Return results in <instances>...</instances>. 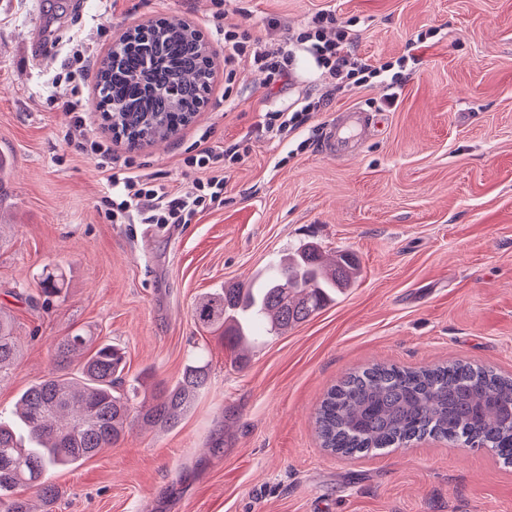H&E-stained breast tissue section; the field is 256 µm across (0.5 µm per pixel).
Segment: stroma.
<instances>
[{"label": "stroma", "mask_w": 512, "mask_h": 512, "mask_svg": "<svg viewBox=\"0 0 512 512\" xmlns=\"http://www.w3.org/2000/svg\"><path fill=\"white\" fill-rule=\"evenodd\" d=\"M225 21L284 39L319 10L361 32L363 57L421 63L394 111L361 151L339 157L300 134L259 135L272 106L324 93L305 58L288 88L213 60L206 106L171 139L128 149L96 112L87 85L85 134L100 153L75 152L51 99L65 77L63 46L91 35L104 58L131 27L161 17L209 34L212 0H0V306L21 355L0 379V417L47 375L54 340L81 329L123 349V383L173 384L203 352L210 383L190 412L160 432L141 424L114 447L53 474L50 512H512V467L483 448L426 438L362 458L325 451L315 415L349 373L374 365L462 360L512 375V0H240ZM51 49L22 67L33 32ZM376 84L337 94L315 121L372 111ZM240 143L222 207L193 224H115L105 216L113 162L188 191L202 134ZM352 252L361 277L310 321L232 354L192 317L196 301L247 285L297 245ZM61 273L64 295L41 281Z\"/></svg>", "instance_id": "35a3bbf8"}]
</instances>
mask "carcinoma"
I'll return each instance as SVG.
<instances>
[{
    "label": "carcinoma",
    "instance_id": "1",
    "mask_svg": "<svg viewBox=\"0 0 512 512\" xmlns=\"http://www.w3.org/2000/svg\"><path fill=\"white\" fill-rule=\"evenodd\" d=\"M146 45L125 42L96 72L97 106L129 149L177 134L205 104L203 77L210 56L198 33L163 21ZM175 88L177 96L169 95ZM361 268L351 254L324 258L319 247H297L246 288H226L201 298L193 320L223 330L237 349L267 324L272 335L310 320L352 286ZM19 358L11 315L0 308V375ZM124 354L109 342L74 331L53 345L52 368L20 395L15 416L0 418V512H32L17 495L34 488L44 502L57 494L56 470L78 465L117 444L143 423L171 428L206 389L209 365L195 356L178 380L157 384L149 402L133 406L119 392ZM322 446L343 456L405 447L426 437L469 448H491L512 465V377L455 362L419 369L374 365L350 374L323 399L316 417Z\"/></svg>",
    "mask_w": 512,
    "mask_h": 512
}]
</instances>
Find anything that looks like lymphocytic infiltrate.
<instances>
[{
  "label": "lymphocytic infiltrate",
  "mask_w": 512,
  "mask_h": 512,
  "mask_svg": "<svg viewBox=\"0 0 512 512\" xmlns=\"http://www.w3.org/2000/svg\"><path fill=\"white\" fill-rule=\"evenodd\" d=\"M215 11L211 32L223 42L230 59L257 66L268 84L288 83L292 63L305 57L321 72L326 90L319 97H304L292 108L265 112L259 127L261 134L283 138L310 127L318 112L324 111L336 93L347 85L380 84L387 90L383 108L396 107L399 92L408 81L420 58L407 54L382 64L372 63L357 52L359 31L339 25L334 11L316 13L307 29L283 42L251 39L237 28L224 24V0H214ZM62 112L68 122L67 144L75 151L97 153L98 142L83 137L86 105L77 85L65 87L59 96ZM243 159L239 144L224 148L205 146L186 158V166L198 176L191 192L177 191L168 182L151 174H137L126 166H113L106 181L110 185L104 196L109 216L115 224H189L197 215L224 203V191L235 165Z\"/></svg>",
  "instance_id": "lymphocytic-infiltrate-1"
}]
</instances>
